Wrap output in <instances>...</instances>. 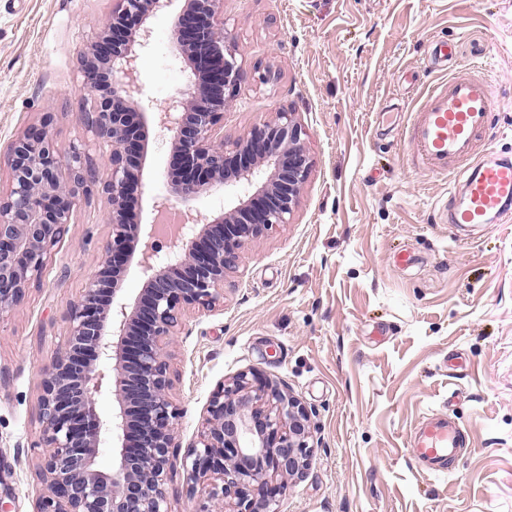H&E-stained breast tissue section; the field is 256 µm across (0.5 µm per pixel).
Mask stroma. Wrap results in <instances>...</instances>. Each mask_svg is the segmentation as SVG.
<instances>
[{"label":"stroma","instance_id":"obj_1","mask_svg":"<svg viewBox=\"0 0 512 512\" xmlns=\"http://www.w3.org/2000/svg\"><path fill=\"white\" fill-rule=\"evenodd\" d=\"M185 0H162L138 60L151 118L134 214L172 193L171 134L157 114L191 82L171 49ZM113 0H0V191L6 151L54 115L60 154L91 142L80 53ZM243 70L224 116L232 143L278 109L306 128L311 175L289 223L247 243L224 302L187 315L168 347L179 413L171 512H195L182 460L218 386L254 370L311 414L308 469L286 481L279 512H512V208L457 229L447 175L416 166L411 112L432 86L480 67L494 109L483 160L512 161V0H223ZM453 42L448 66L434 49ZM272 71L275 81L261 82ZM101 189L78 204L40 285L0 322V512H36L37 398L70 303L111 237ZM463 430L451 473L406 447L430 412Z\"/></svg>","mask_w":512,"mask_h":512}]
</instances>
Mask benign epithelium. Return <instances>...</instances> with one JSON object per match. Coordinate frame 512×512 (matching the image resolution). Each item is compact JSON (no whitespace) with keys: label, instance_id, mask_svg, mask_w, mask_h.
<instances>
[{"label":"benign epithelium","instance_id":"benign-epithelium-1","mask_svg":"<svg viewBox=\"0 0 512 512\" xmlns=\"http://www.w3.org/2000/svg\"><path fill=\"white\" fill-rule=\"evenodd\" d=\"M159 0H114L112 15L81 54L85 126L108 147L112 241L85 294L68 309L66 333L38 396L44 486L37 512H168L164 484L174 467L178 412L172 405L165 348L182 319L224 301V278L244 245L287 224L311 173L306 129L285 109L231 145L224 111L238 95L242 68L220 17L222 0H187L173 43L189 65L191 86L164 107L172 134L174 193L189 201L217 186L238 188V203L217 216L191 214L178 235L159 244L161 225L135 224L127 202L144 154V113L137 50L147 46V19ZM53 117L27 126L8 147L10 186L0 192V321L41 282L76 206L97 185L94 158L73 148L61 160L50 135ZM143 239L141 249L131 245ZM143 280L132 304L116 298L129 261ZM116 390L108 422L95 395ZM194 445L184 457L190 494H205L195 512H278L280 479L300 475L311 458L310 415L301 401L254 371H241L213 393ZM121 444L117 467L94 468L102 429Z\"/></svg>","mask_w":512,"mask_h":512}]
</instances>
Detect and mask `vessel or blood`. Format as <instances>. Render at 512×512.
I'll return each mask as SVG.
<instances>
[{
  "label": "vessel or blood",
  "mask_w": 512,
  "mask_h": 512,
  "mask_svg": "<svg viewBox=\"0 0 512 512\" xmlns=\"http://www.w3.org/2000/svg\"><path fill=\"white\" fill-rule=\"evenodd\" d=\"M487 72L452 76L431 89L411 114L409 144L423 170L462 176L464 193L448 215L452 224H484L512 201V164L477 162L478 137L493 109ZM461 436L451 422L428 419L411 438L409 454L435 475L451 468Z\"/></svg>",
  "instance_id": "obj_1"
}]
</instances>
